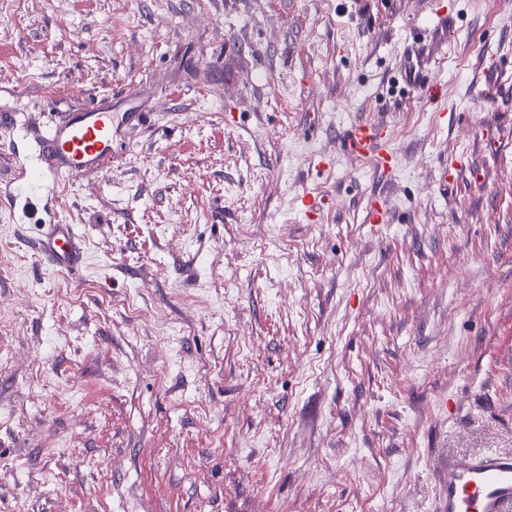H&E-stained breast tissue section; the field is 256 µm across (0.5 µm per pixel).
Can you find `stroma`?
Instances as JSON below:
<instances>
[{"label":"stroma","instance_id":"1","mask_svg":"<svg viewBox=\"0 0 512 512\" xmlns=\"http://www.w3.org/2000/svg\"><path fill=\"white\" fill-rule=\"evenodd\" d=\"M444 2L443 42L427 0H0V512H438V458L512 453V0ZM96 103L107 173L18 223L13 170ZM389 127L372 120L358 121L342 136L341 148L351 158L370 162L383 173L392 171L393 152L389 147ZM50 232L38 244L39 254L48 267L72 271L83 266L85 252L72 224H50Z\"/></svg>","mask_w":512,"mask_h":512}]
</instances>
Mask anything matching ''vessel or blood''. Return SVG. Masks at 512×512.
<instances>
[{
  "label": "vessel or blood",
  "mask_w": 512,
  "mask_h": 512,
  "mask_svg": "<svg viewBox=\"0 0 512 512\" xmlns=\"http://www.w3.org/2000/svg\"><path fill=\"white\" fill-rule=\"evenodd\" d=\"M114 115L90 105L68 113L50 125L43 139L41 162L15 171L13 200L22 201L23 214L36 215L38 201L52 182L95 175L112 160ZM386 124L362 120L342 136L341 147L351 158L391 173L393 152ZM46 265L58 271L83 266L82 241L71 224L51 225L38 244ZM440 470L447 481L443 512H512V454L486 452L475 456H445Z\"/></svg>",
  "instance_id": "vessel-or-blood-1"
}]
</instances>
